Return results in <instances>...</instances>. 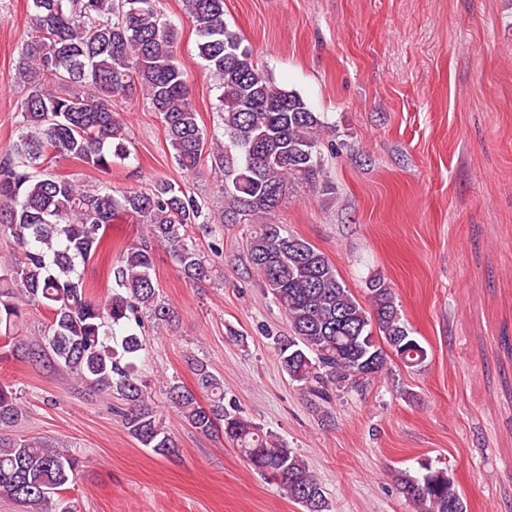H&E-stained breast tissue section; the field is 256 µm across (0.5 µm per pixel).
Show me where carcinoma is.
<instances>
[{"label":"carcinoma","mask_w":512,"mask_h":512,"mask_svg":"<svg viewBox=\"0 0 512 512\" xmlns=\"http://www.w3.org/2000/svg\"><path fill=\"white\" fill-rule=\"evenodd\" d=\"M27 39L17 79L26 87L17 139L0 161V236L19 257L0 261V349L57 366L93 391L121 402L128 434L159 457L178 443L149 403L139 362L146 346L143 318L172 328L176 315L154 281V252L168 250L186 281L218 273L210 252L188 235L195 226L218 234L217 224H256L247 241L249 262L288 321L274 337L282 370L314 412L337 392L359 391L387 370L388 354L420 368L428 353L401 318L392 288L368 282L364 305L316 247L272 220L296 182L311 183L321 167V115L296 92L274 84L224 22V0H183L198 37L199 55L220 91L218 112L229 144L207 136L176 56L178 31L163 19L158 0H31ZM140 89L158 115L187 174L203 153L224 175V210L215 214L181 185L158 177L146 191L117 190L106 182L78 185L45 174L58 156L102 172L130 159L125 124L112 109ZM128 217L148 229L110 266L105 300L94 298L85 267L102 246L109 224ZM52 318L40 341L26 344L14 331L32 309ZM197 390L168 382L172 407L197 432L218 427L255 469L275 481L302 512H330L324 488L305 460L275 434L224 404V382L199 358L188 360ZM206 396L200 403L196 391ZM22 416L19 397L0 382V496L22 512H74L55 498L75 481L79 461L41 437H12ZM397 489L414 512H466L448 472L419 463L399 472Z\"/></svg>","instance_id":"1"}]
</instances>
